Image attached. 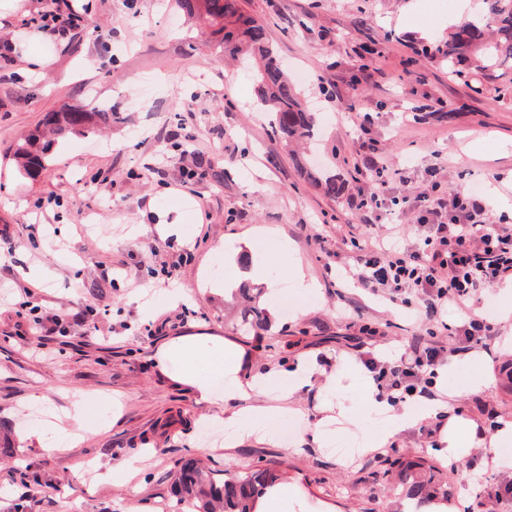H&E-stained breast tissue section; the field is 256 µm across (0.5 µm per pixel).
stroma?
I'll return each instance as SVG.
<instances>
[{"label":"stroma","instance_id":"1","mask_svg":"<svg viewBox=\"0 0 512 512\" xmlns=\"http://www.w3.org/2000/svg\"><path fill=\"white\" fill-rule=\"evenodd\" d=\"M239 3L316 115L307 145L285 144L251 70L212 55L211 29L175 0H0V422L15 446L0 457V512H169L172 474L188 457L219 477L277 470L288 487L282 512H398L392 460L437 462L438 497L458 502L465 475L440 450L438 420L354 460L346 446L381 432L382 421L340 426L330 448L310 431L326 415L327 383L348 364L397 355L406 338L427 333L415 307L341 279L356 265V240L375 225L416 227L408 200L433 188L479 187L491 223L512 226V69L476 89L449 76L435 49L463 0ZM72 13L64 34L35 27L42 15ZM91 104L116 121L59 140L34 173L17 169V144L46 113ZM477 138L481 149L469 151ZM369 156L385 167L393 201L371 215L350 204L375 186ZM322 164L343 180L338 197L307 177ZM179 207L188 238L159 233L161 215ZM283 241L314 292L282 269ZM243 242L272 270L260 298L267 324L249 336L223 297L205 292L226 275L225 252ZM285 299L292 313L282 312ZM487 299L500 341L492 353H466L460 337L440 336L455 352L434 385L450 395L452 417L486 438L512 421V297L495 290ZM198 333L242 348L260 391L217 409L177 383L159 349ZM303 362L316 376L278 402L280 371ZM475 372L489 384L466 393ZM81 397L112 404L71 422L68 450L46 451L34 429ZM280 403L299 425L292 439L278 423L269 439L234 448L205 438L225 411ZM141 456L132 483L106 479L108 467ZM466 463L479 477L471 503L505 512L512 447L496 459L476 448Z\"/></svg>","mask_w":512,"mask_h":512}]
</instances>
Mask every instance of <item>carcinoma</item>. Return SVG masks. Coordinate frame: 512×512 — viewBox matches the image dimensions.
Wrapping results in <instances>:
<instances>
[{"instance_id":"1","label":"carcinoma","mask_w":512,"mask_h":512,"mask_svg":"<svg viewBox=\"0 0 512 512\" xmlns=\"http://www.w3.org/2000/svg\"><path fill=\"white\" fill-rule=\"evenodd\" d=\"M179 9L198 23L224 34L220 47L232 54H242L253 61L254 79L262 103L277 116L285 141L309 139L316 123L314 113L307 110L301 92L288 79L274 57V49L264 28L241 10L237 0H175ZM482 9L476 22H464L448 36L445 48L438 50L448 64V72L465 74L463 66L475 68L472 75L512 68V0H481ZM112 120V113L92 107L65 108L49 113L44 124L53 135L64 138L90 130L95 124ZM49 145L40 144V135L33 134L17 146L14 155L23 171L42 167ZM312 183L330 197L341 192L336 175L324 168L308 170ZM242 307L239 330L250 333L265 324L266 313L241 288ZM406 494L422 506L431 498V479L419 473L405 471L401 475ZM279 475L270 468H252L224 479H216L195 459L181 462L173 475V495L191 512H254L252 504L264 490L276 484Z\"/></svg>"}]
</instances>
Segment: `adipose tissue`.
Instances as JSON below:
<instances>
[{"label": "adipose tissue", "instance_id": "1", "mask_svg": "<svg viewBox=\"0 0 512 512\" xmlns=\"http://www.w3.org/2000/svg\"><path fill=\"white\" fill-rule=\"evenodd\" d=\"M161 359L166 363H181L178 382L193 387L200 402L210 406L216 404L218 398L234 401L256 388L252 377L245 372L243 353L221 338L204 335L174 338L164 344ZM369 381V376L363 373L356 377L345 375L328 388L332 397L347 403L358 402L365 416L383 421V433L367 440V447H382L389 437L414 429L422 420L436 417L446 409L445 402L434 400L415 413L404 407H394L373 393L360 397L358 385ZM218 384L223 385V394L215 393L214 387ZM282 414V409L263 405L228 413L224 418V425L230 431L226 440L228 447H235L253 436L267 435L269 426Z\"/></svg>", "mask_w": 512, "mask_h": 512}]
</instances>
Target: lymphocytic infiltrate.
<instances>
[{"instance_id":"1","label":"lymphocytic infiltrate","mask_w":512,"mask_h":512,"mask_svg":"<svg viewBox=\"0 0 512 512\" xmlns=\"http://www.w3.org/2000/svg\"><path fill=\"white\" fill-rule=\"evenodd\" d=\"M425 231L408 243L403 225L388 228L384 240L361 242L357 267L346 275L372 293L416 304L437 326H445L449 311L464 314L457 331L470 348L487 351L499 333L491 318L480 312L482 295L512 277V227L490 223L487 204L469 190L449 197L416 196ZM447 357V349L414 336L398 359L370 361L378 388L397 393L399 400L432 395L423 378L433 375Z\"/></svg>"}]
</instances>
